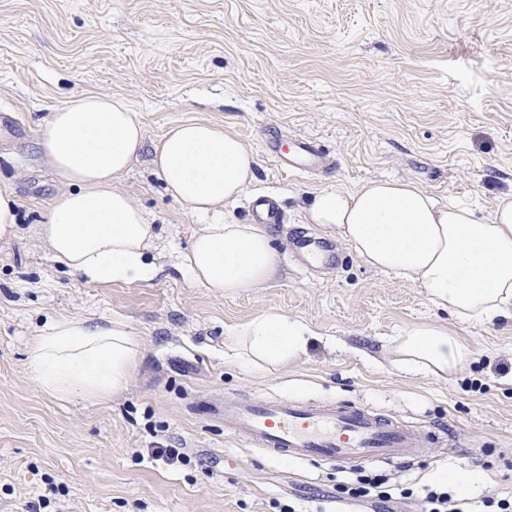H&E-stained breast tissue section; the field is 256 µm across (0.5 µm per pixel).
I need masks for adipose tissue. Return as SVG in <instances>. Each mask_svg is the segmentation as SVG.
Wrapping results in <instances>:
<instances>
[{
  "instance_id": "obj_1",
  "label": "adipose tissue",
  "mask_w": 512,
  "mask_h": 512,
  "mask_svg": "<svg viewBox=\"0 0 512 512\" xmlns=\"http://www.w3.org/2000/svg\"><path fill=\"white\" fill-rule=\"evenodd\" d=\"M37 147L62 188L41 235L54 259L86 282H148L156 234L150 216L119 182L144 148L136 112L118 96L85 94L49 114ZM150 164L167 192L206 223L180 265L203 287L232 295L275 278L278 258L265 228L228 224L224 206L254 178L256 158L233 134L203 121L172 124ZM304 221L336 232L372 268L424 288L458 318L493 320L512 313V195L489 221L465 206L439 204L410 181L330 186L312 197ZM229 351L258 368L305 354L313 332L280 312L227 327ZM393 365L407 373L454 375L471 357L447 328L419 326L393 338ZM135 365V343L121 321L58 319L36 336L27 368L46 394L105 400Z\"/></svg>"
}]
</instances>
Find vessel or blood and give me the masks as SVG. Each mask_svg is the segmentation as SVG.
Here are the masks:
<instances>
[{
    "instance_id": "obj_1",
    "label": "vessel or blood",
    "mask_w": 512,
    "mask_h": 512,
    "mask_svg": "<svg viewBox=\"0 0 512 512\" xmlns=\"http://www.w3.org/2000/svg\"><path fill=\"white\" fill-rule=\"evenodd\" d=\"M263 145L277 166L291 174H310L325 164V155L315 140H294L282 151L278 137ZM258 224H279L283 216L267 197L251 205ZM302 264L315 269H334L339 254L334 244L312 235L297 243ZM207 414L223 421L225 431L244 437L272 460L314 461L347 465L355 461L390 463L421 455L431 439L447 440L446 430L428 433L393 416L361 404L306 401L288 397L229 396L209 402Z\"/></svg>"
}]
</instances>
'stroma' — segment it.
<instances>
[{
  "label": "stroma",
  "instance_id": "obj_1",
  "mask_svg": "<svg viewBox=\"0 0 512 512\" xmlns=\"http://www.w3.org/2000/svg\"><path fill=\"white\" fill-rule=\"evenodd\" d=\"M102 93L137 112L145 145L121 186L154 218L153 281L89 284L56 263L36 231L61 191L36 147L54 107ZM204 120L239 137L255 180L224 221L247 224L274 198L278 277L235 296L177 267L201 218L150 165L167 127ZM316 139L336 162L280 171L262 136ZM410 180L481 220L512 192V0H0V191L19 204L0 240V512H378L341 501L357 465L271 461L206 416L226 395L363 404L447 441L401 463H369L421 512L441 470L477 473L466 498L512 493V318L459 321L425 290L364 263L314 278L292 243L304 209L329 186ZM278 310L314 331L298 361L257 371L224 353L226 326ZM124 321L135 369L104 401L58 398L32 381L35 336L57 319ZM439 325L471 362L435 379L389 360L390 340ZM178 448L186 464L152 457Z\"/></svg>",
  "mask_w": 512,
  "mask_h": 512
}]
</instances>
